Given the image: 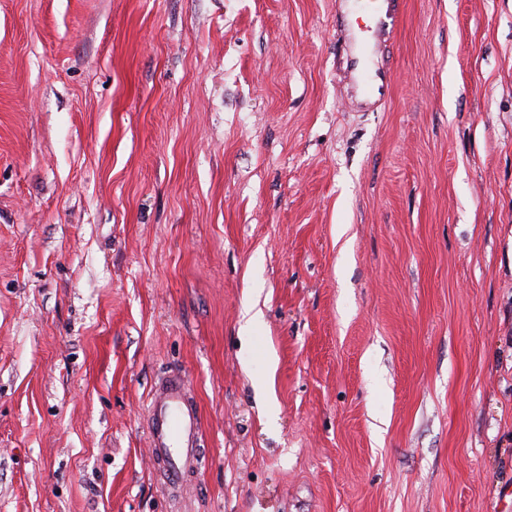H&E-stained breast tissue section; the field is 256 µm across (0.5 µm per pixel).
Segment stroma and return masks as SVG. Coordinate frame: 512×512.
Returning <instances> with one entry per match:
<instances>
[{"mask_svg": "<svg viewBox=\"0 0 512 512\" xmlns=\"http://www.w3.org/2000/svg\"><path fill=\"white\" fill-rule=\"evenodd\" d=\"M368 23L0 0V512H512V0H405L373 111ZM391 73L390 70L379 68L370 80L364 83L360 88V93H356L360 102L364 104H381L383 97L390 87ZM148 413V439L153 453L164 461L167 479L178 482L198 464L202 441L200 412L189 403L179 374L170 375L156 389Z\"/></svg>", "mask_w": 512, "mask_h": 512, "instance_id": "35a3bbf8", "label": "stroma"}]
</instances>
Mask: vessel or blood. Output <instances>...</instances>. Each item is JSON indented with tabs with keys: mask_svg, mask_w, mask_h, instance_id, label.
<instances>
[{
	"mask_svg": "<svg viewBox=\"0 0 512 512\" xmlns=\"http://www.w3.org/2000/svg\"><path fill=\"white\" fill-rule=\"evenodd\" d=\"M402 0H362L361 7L375 22L364 52L376 50L388 40L396 26ZM389 70L378 69L360 88L358 98L364 104H380L390 87ZM148 439L156 458L165 463L169 481H179L198 462L202 441L201 415L196 405L189 403L187 390L180 375H170L156 389L149 404Z\"/></svg>",
	"mask_w": 512,
	"mask_h": 512,
	"instance_id": "b4317fda",
	"label": "vessel or blood"
}]
</instances>
